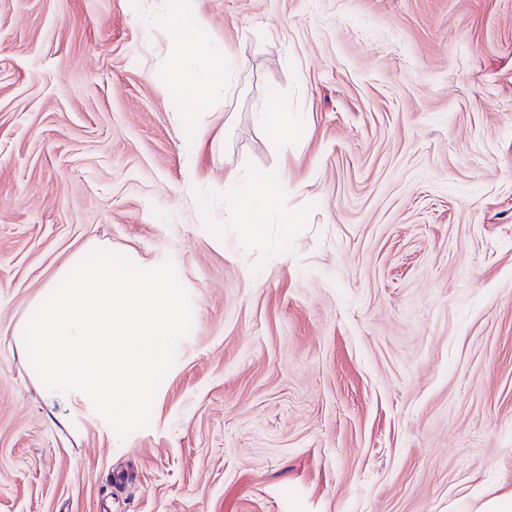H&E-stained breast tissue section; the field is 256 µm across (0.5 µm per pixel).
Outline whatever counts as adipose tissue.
<instances>
[{
  "label": "adipose tissue",
  "mask_w": 512,
  "mask_h": 512,
  "mask_svg": "<svg viewBox=\"0 0 512 512\" xmlns=\"http://www.w3.org/2000/svg\"><path fill=\"white\" fill-rule=\"evenodd\" d=\"M200 67L206 76L197 81L185 80L182 66H174L164 75L172 96L179 99L206 101L230 92L229 81L233 71L239 68L238 59L227 51L215 50L202 58ZM250 191L243 197L234 212V223L244 225L246 230L257 232L256 220L263 210L277 204L283 190V182L279 177L259 174L250 176Z\"/></svg>",
  "instance_id": "1"
}]
</instances>
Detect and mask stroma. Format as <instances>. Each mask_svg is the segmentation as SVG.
<instances>
[{
    "label": "stroma",
    "instance_id": "obj_1",
    "mask_svg": "<svg viewBox=\"0 0 512 512\" xmlns=\"http://www.w3.org/2000/svg\"><path fill=\"white\" fill-rule=\"evenodd\" d=\"M0 0V512H482L512 493V0ZM226 47L197 108L159 77ZM288 114L270 138L255 114ZM244 173L231 183L230 172ZM288 184L243 232L248 175ZM299 223L283 225L284 215ZM224 227L215 243L212 225ZM190 335L119 438L13 329L78 248ZM170 27L174 40L183 43L185 39L198 36L200 28L191 13L182 11L180 1H170Z\"/></svg>",
    "mask_w": 512,
    "mask_h": 512
}]
</instances>
